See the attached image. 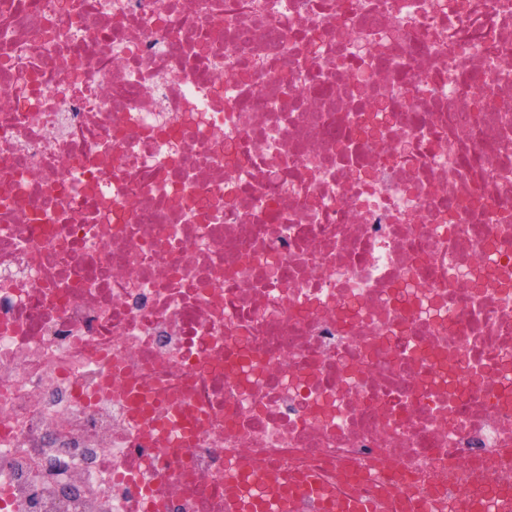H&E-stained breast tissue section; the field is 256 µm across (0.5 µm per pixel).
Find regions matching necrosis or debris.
<instances>
[{
	"instance_id": "necrosis-or-debris-1",
	"label": "necrosis or debris",
	"mask_w": 512,
	"mask_h": 512,
	"mask_svg": "<svg viewBox=\"0 0 512 512\" xmlns=\"http://www.w3.org/2000/svg\"><path fill=\"white\" fill-rule=\"evenodd\" d=\"M512 512V0H0V512ZM296 493L305 495H312L316 497L323 504V510L325 512H369V505L366 502L352 499L349 502L346 501H335L330 497H323L320 490V485L317 478L309 476L305 478L295 489L290 493L285 494L281 499L280 512H289L292 498Z\"/></svg>"
}]
</instances>
